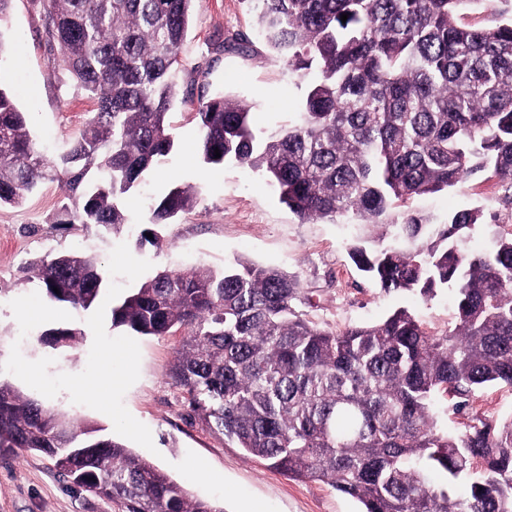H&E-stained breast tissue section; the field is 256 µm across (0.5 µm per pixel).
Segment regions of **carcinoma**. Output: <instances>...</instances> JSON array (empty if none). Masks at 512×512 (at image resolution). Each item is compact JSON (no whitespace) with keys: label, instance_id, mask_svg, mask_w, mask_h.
<instances>
[{"label":"carcinoma","instance_id":"carcinoma-1","mask_svg":"<svg viewBox=\"0 0 512 512\" xmlns=\"http://www.w3.org/2000/svg\"><path fill=\"white\" fill-rule=\"evenodd\" d=\"M41 2L47 43L95 110L50 160L0 85V207L64 177L70 194L55 223L115 230L144 175L175 148L173 74L198 0ZM252 2L267 47L307 80L304 109L259 136L246 105L208 99L197 112L200 163L261 172L302 224L351 213L386 228L389 244L352 248L357 269L385 293L455 288L454 322L434 333L398 309L379 324L321 329L296 310L298 277L241 261L219 274L161 270L112 305V325L143 336L187 330L172 378L198 419L285 476L331 484L361 512H512V419L475 416L450 435L434 411L439 393L463 408L486 385H512V230L497 233L490 252H468L461 244L487 220L480 209L446 224L392 217L473 171H489L512 195V18L459 22L472 0ZM196 201L194 187L171 188L138 246L160 247L156 227ZM32 271L51 301L74 309L104 292L91 255L42 259ZM80 335L46 332L59 348ZM0 448L47 456L117 512H224L99 428L2 380ZM432 472L446 484H431ZM461 481L465 497L455 493Z\"/></svg>","mask_w":512,"mask_h":512}]
</instances>
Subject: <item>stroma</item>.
I'll return each mask as SVG.
<instances>
[{
  "instance_id": "obj_1",
  "label": "stroma",
  "mask_w": 512,
  "mask_h": 512,
  "mask_svg": "<svg viewBox=\"0 0 512 512\" xmlns=\"http://www.w3.org/2000/svg\"><path fill=\"white\" fill-rule=\"evenodd\" d=\"M9 51L0 59V85L8 88L28 114L36 148L55 159L79 137L91 99L67 78L59 51L49 49L39 0H12L0 22ZM176 94L169 122L176 148L168 162L147 174L126 210L127 223L112 232L86 224H55L67 195L64 179L43 182L19 206L0 208V363L20 332L9 306L13 299L40 291L30 263L61 253L83 252L107 264L114 246L133 245V254L152 262L154 270L199 267L214 272L236 260L274 267L298 276L312 297L300 305L305 319L327 330L376 324L395 310L408 309L427 326L442 330L452 321L455 296L437 290L423 299L409 293L386 294L375 288L352 263L349 252L359 230L350 218L299 223L266 178L232 166L205 167L195 157L200 98L224 95L248 105L257 130L285 123L297 111L305 84L260 37L245 0H198L192 25L176 69ZM197 189L198 200L164 229V243L135 248L150 220L154 199L174 185ZM480 207L496 214L494 223L478 227L463 246L493 247L499 225L512 224V204L489 172L462 178L453 188L413 200L412 211L441 224L456 211ZM87 312L74 314L83 334L76 347L61 351L45 337L21 345L26 359L53 358L51 373L84 370L93 343ZM183 330L142 336L140 377L124 396L128 411L152 433L154 450L134 441L127 448L185 485L197 498L223 503L224 512H360V503L317 480H295L268 462L244 455L217 430L191 420L183 390L171 378V366ZM439 394V424L448 433L464 430L471 416L492 422L512 417V385L490 384L475 392L463 410ZM0 512H114L112 502L91 496L63 479L46 456L18 448H0Z\"/></svg>"
}]
</instances>
